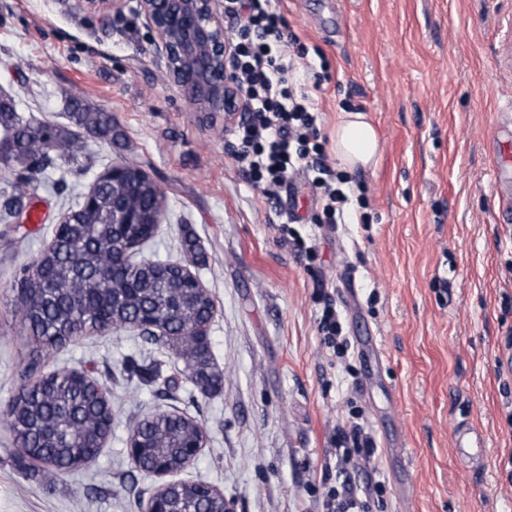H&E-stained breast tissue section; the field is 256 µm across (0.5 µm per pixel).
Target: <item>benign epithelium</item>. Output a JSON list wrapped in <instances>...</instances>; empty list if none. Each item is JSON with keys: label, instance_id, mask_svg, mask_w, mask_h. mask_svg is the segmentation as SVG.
I'll return each instance as SVG.
<instances>
[{"label": "benign epithelium", "instance_id": "7a95c632", "mask_svg": "<svg viewBox=\"0 0 512 512\" xmlns=\"http://www.w3.org/2000/svg\"><path fill=\"white\" fill-rule=\"evenodd\" d=\"M83 9L106 18L121 14L125 0H77ZM214 0H137L138 12L157 35L155 55L164 61L163 77L183 92L197 112H222L234 120L243 101L227 81L229 38L215 23ZM128 454L142 455L140 429L129 432ZM174 482L161 483L140 505V512H168L165 503Z\"/></svg>", "mask_w": 512, "mask_h": 512}]
</instances>
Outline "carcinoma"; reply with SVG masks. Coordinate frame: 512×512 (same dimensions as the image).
Masks as SVG:
<instances>
[{
	"mask_svg": "<svg viewBox=\"0 0 512 512\" xmlns=\"http://www.w3.org/2000/svg\"><path fill=\"white\" fill-rule=\"evenodd\" d=\"M68 118V127L36 126L17 111L12 99L0 97V159L31 182L56 160L76 158L84 133L112 143V113L72 98ZM163 207L165 196L157 184L143 175L141 166L129 165L118 179H98L93 199L68 212L66 222L54 229L50 245L21 269L15 313L25 333L29 371H37L52 350L107 326L129 327L149 313L174 334L187 379L204 393L223 386V373L201 349L202 339L181 335L199 320L210 298L173 265L155 277L113 260L116 245L136 240L142 226L156 224ZM18 209L19 197L0 194V224L11 223ZM117 211L129 215L132 223L112 222ZM6 416L20 458L34 455L60 473L90 466L100 452L95 444L110 434L114 421L95 379L76 370L40 374L20 389ZM138 425L146 445L144 461L158 457L175 471L182 467L183 445L202 429L184 416L141 420ZM206 485L203 480L178 482L170 492L171 512H222V502L209 495Z\"/></svg>",
	"mask_w": 512,
	"mask_h": 512,
	"instance_id": "cac0c4a2",
	"label": "carcinoma"
}]
</instances>
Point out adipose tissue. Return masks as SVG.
<instances>
[{
  "mask_svg": "<svg viewBox=\"0 0 512 512\" xmlns=\"http://www.w3.org/2000/svg\"><path fill=\"white\" fill-rule=\"evenodd\" d=\"M379 146L377 130L364 113L345 110L337 113L333 148L343 168L353 170L372 165Z\"/></svg>",
  "mask_w": 512,
  "mask_h": 512,
  "instance_id": "obj_1",
  "label": "adipose tissue"
}]
</instances>
